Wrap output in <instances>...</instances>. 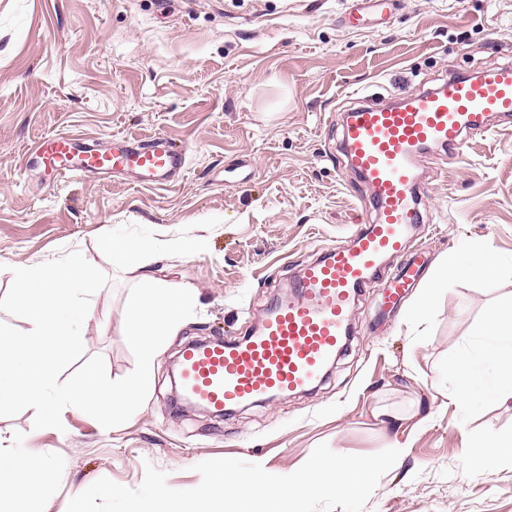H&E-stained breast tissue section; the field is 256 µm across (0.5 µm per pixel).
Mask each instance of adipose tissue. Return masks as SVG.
Here are the masks:
<instances>
[{"label": "adipose tissue", "mask_w": 512, "mask_h": 512, "mask_svg": "<svg viewBox=\"0 0 512 512\" xmlns=\"http://www.w3.org/2000/svg\"><path fill=\"white\" fill-rule=\"evenodd\" d=\"M499 272V266L486 259L469 265L460 264L453 258L444 260L434 285L424 290L418 309L426 311L441 283L462 276L487 279ZM472 334L474 343L471 348L448 364L452 390L440 388L434 395L441 407L458 409L475 397L498 403L512 400V295L488 306ZM2 468L7 469L8 478L0 482V512H19L20 502H38L61 479L53 463L40 457L18 455L13 448L0 445Z\"/></svg>", "instance_id": "adipose-tissue-1"}]
</instances>
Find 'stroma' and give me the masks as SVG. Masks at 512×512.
<instances>
[{
	"label": "stroma",
	"mask_w": 512,
	"mask_h": 512,
	"mask_svg": "<svg viewBox=\"0 0 512 512\" xmlns=\"http://www.w3.org/2000/svg\"><path fill=\"white\" fill-rule=\"evenodd\" d=\"M351 5L0 0V297L10 266L80 251L109 277L83 323L85 354L102 356L120 379L136 365L123 334L134 276L113 271L98 236L134 224L168 241L187 227L208 244L157 258V276L193 289L196 312L158 356L132 418L104 429L66 411L62 429L37 430L30 411L0 416V438L16 453L65 472L45 512H66L103 477L139 487L149 464L184 489L200 484L195 466L205 460L291 473L322 443L369 455L398 441L407 448L363 512H512V464L489 469L463 452L466 438L512 433V401L439 409L431 386L467 348L485 307L512 293V123L492 122L460 155L423 154L422 221L410 234L425 275L447 256L471 264L482 243L503 274L443 284L422 324L411 317V292L374 327L381 290L365 289L347 348L312 391L224 417L175 401L172 372L188 343L244 336L368 211L371 191L342 151L347 111L512 63V0H403L385 22L358 27L341 23ZM61 133L98 148L164 137L184 146L187 168L150 187L126 171L72 179L27 166L37 141ZM209 217L219 225L201 228ZM394 414L401 426L390 424Z\"/></svg>",
	"instance_id": "stroma-1"
}]
</instances>
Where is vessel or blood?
<instances>
[{"mask_svg":"<svg viewBox=\"0 0 512 512\" xmlns=\"http://www.w3.org/2000/svg\"><path fill=\"white\" fill-rule=\"evenodd\" d=\"M356 17L384 19L399 0H361ZM512 119V65L452 77L385 106L359 107L345 119L343 142L350 166L372 191L374 218L356 225L346 244L330 248L294 279L287 298L273 301L257 330L234 340L189 345L181 354L185 394L213 414L316 385L341 354L355 298L371 285L383 261L400 256L421 217L418 161L426 148L456 151L485 133L491 117ZM62 177L89 170L128 169L144 184H163L186 167L183 149L163 138L112 152L79 148L75 138L45 137L30 155ZM421 268L407 261L385 287L396 305Z\"/></svg>","mask_w":512,"mask_h":512,"instance_id":"b4317fda","label":"vessel or blood"}]
</instances>
